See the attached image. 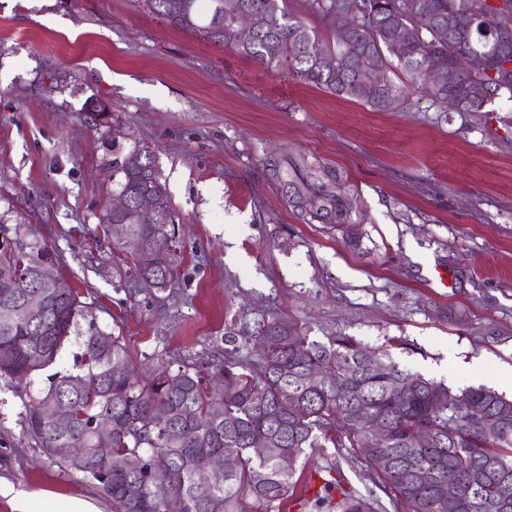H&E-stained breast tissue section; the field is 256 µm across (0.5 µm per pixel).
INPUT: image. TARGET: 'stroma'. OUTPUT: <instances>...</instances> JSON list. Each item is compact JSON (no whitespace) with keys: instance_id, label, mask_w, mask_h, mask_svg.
<instances>
[{"instance_id":"obj_1","label":"stroma","mask_w":512,"mask_h":512,"mask_svg":"<svg viewBox=\"0 0 512 512\" xmlns=\"http://www.w3.org/2000/svg\"><path fill=\"white\" fill-rule=\"evenodd\" d=\"M106 103L109 127L86 104ZM155 150L179 230L171 285L143 284L99 215L112 163ZM341 177L347 224L289 203L276 167L300 158ZM0 215L61 257L58 274L122 336L137 368L223 357L278 318L322 341L344 332L392 348L452 388L497 386L512 365V101L454 112L420 92L395 109L339 98L179 31L145 0H0ZM497 331V338L486 335ZM49 384L0 379V478L33 494L95 497L24 432ZM347 449L309 448L307 480Z\"/></svg>"}]
</instances>
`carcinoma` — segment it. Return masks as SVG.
<instances>
[{"label":"carcinoma","mask_w":512,"mask_h":512,"mask_svg":"<svg viewBox=\"0 0 512 512\" xmlns=\"http://www.w3.org/2000/svg\"><path fill=\"white\" fill-rule=\"evenodd\" d=\"M148 9L170 26L246 56L272 72L293 77L346 100L376 110L396 107L404 88L386 79L377 99L366 98L356 74L366 54L399 70L408 86L447 105L448 92L474 83L486 86L489 104L512 100V50L502 56L485 28L503 19L501 5L512 0H332L327 13L345 10L356 22L351 41L324 42L316 31L288 12L286 0H146ZM241 9L265 14L267 28L248 43L236 37L233 17ZM467 50L500 57L499 73L451 77L438 86L424 83L422 69L448 72V56ZM92 124L104 127L107 106L88 104ZM144 165L112 166L117 193L144 200L164 213L160 224H127L116 233L129 249L142 281L161 290L174 274L179 244L173 206L156 155L131 153ZM314 165L303 159L280 175L289 200L312 217L350 223V213L327 190L328 182L307 195L299 180ZM138 249H132L131 243ZM59 263L57 252L37 239L26 242L21 225L0 219V310L40 302L34 317L0 316V378L23 381L54 365L66 344L82 350L73 370L51 376L49 386L25 404L26 434L47 457L83 474L112 512H276L297 489L296 467L307 448H349L350 464L366 463L378 478L385 504L371 492L349 493L341 480L306 486L298 498L314 512H512V499H497L496 487L512 483V398L485 387L457 391L442 381L400 367L388 345L372 346L341 331L321 342L292 322L263 324L257 343L275 350L257 361L238 348L206 363L160 365L142 378L133 368L122 337L97 324L90 304L71 289L44 288L37 272ZM224 376L219 392L208 378ZM112 420V436L97 433V421ZM387 431L381 442L369 423ZM85 449L84 465L53 453L55 448ZM224 460V483L208 484L198 463ZM172 482L170 497L152 494L153 483ZM460 498L448 500V484Z\"/></svg>","instance_id":"cac0c4a2"}]
</instances>
